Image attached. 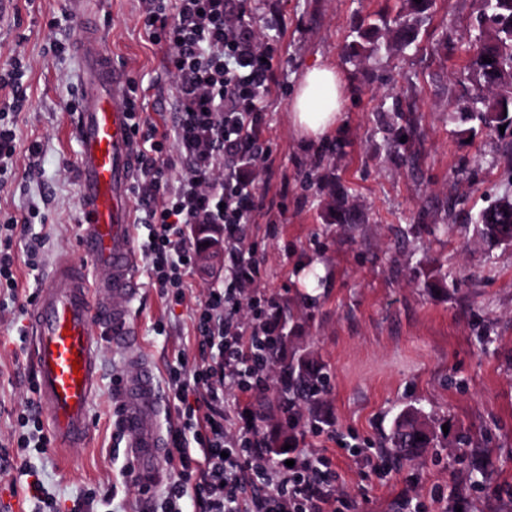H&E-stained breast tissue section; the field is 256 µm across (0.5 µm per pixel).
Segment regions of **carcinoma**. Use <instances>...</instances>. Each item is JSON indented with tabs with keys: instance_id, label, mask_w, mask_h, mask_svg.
Segmentation results:
<instances>
[{
	"instance_id": "cac0c4a2",
	"label": "carcinoma",
	"mask_w": 512,
	"mask_h": 512,
	"mask_svg": "<svg viewBox=\"0 0 512 512\" xmlns=\"http://www.w3.org/2000/svg\"><path fill=\"white\" fill-rule=\"evenodd\" d=\"M433 0H405V11L393 19L380 18L357 30L350 45L349 57L368 58L382 50L398 52L414 43L427 20ZM479 12V38L470 44L476 66V75L491 90L477 113L482 126L499 131L506 155L512 162V0H476ZM491 58L485 63L482 57ZM478 233L482 239L494 243L498 235L512 232V195L505 194L495 204L480 210L477 216ZM327 378L314 361L302 356L286 363L281 384L273 397L260 394V404L274 401L281 415L278 427L268 437V448L273 456L284 453L283 447L292 441L290 432L298 422L288 415L296 403L311 406L322 401ZM434 442V433L427 422L410 418L406 412L398 418L388 439L386 453L396 462H413L420 458Z\"/></svg>"
}]
</instances>
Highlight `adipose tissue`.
Instances as JSON below:
<instances>
[{"instance_id":"adipose-tissue-1","label":"adipose tissue","mask_w":512,"mask_h":512,"mask_svg":"<svg viewBox=\"0 0 512 512\" xmlns=\"http://www.w3.org/2000/svg\"><path fill=\"white\" fill-rule=\"evenodd\" d=\"M345 86L335 65L307 67L290 101L289 119L295 134L305 140H319L334 132L345 109Z\"/></svg>"}]
</instances>
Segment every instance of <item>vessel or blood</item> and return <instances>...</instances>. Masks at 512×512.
Here are the masks:
<instances>
[{"label": "vessel or blood", "instance_id": "vessel-or-blood-1", "mask_svg": "<svg viewBox=\"0 0 512 512\" xmlns=\"http://www.w3.org/2000/svg\"><path fill=\"white\" fill-rule=\"evenodd\" d=\"M81 59L82 107L75 129L84 221L78 243L103 275L92 280L71 257L57 260L30 317V351L58 445L70 448L88 439L99 343L130 350L131 372L118 404L134 474L155 487L168 477V446L155 367L137 352L140 337L130 308L138 280L131 187L139 170L122 104L125 80L96 37L84 38Z\"/></svg>", "mask_w": 512, "mask_h": 512}]
</instances>
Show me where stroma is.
I'll use <instances>...</instances> for the list:
<instances>
[{
	"mask_svg": "<svg viewBox=\"0 0 512 512\" xmlns=\"http://www.w3.org/2000/svg\"><path fill=\"white\" fill-rule=\"evenodd\" d=\"M402 0H252L250 25L273 40L280 82L267 103L269 169L256 184L266 208L250 228L259 258V293L276 297L275 322L330 375L322 403L300 408L303 442L323 414L336 434L339 488L352 512H402L400 500L427 503L460 491L465 512H512V244L480 239L470 214L512 191V165L496 133L476 129L468 112L478 91L468 37L476 35L475 0H435L415 45L348 61L346 45L364 21L395 17ZM137 0H14L0 17V70L25 64L28 105L17 117L21 145L40 142V166L18 155L0 186V221L29 225L41 240L35 266L17 265L19 302L0 295V435L15 428L30 397L34 363L19 333L28 326L21 300L37 295L55 260L78 256V143L69 110L81 101L79 42L91 27L115 66L138 84L158 128L174 114L164 48L138 22ZM66 47L62 57L50 40ZM339 69L347 107L327 139L293 131L289 102L305 68ZM412 104L418 125L410 150L394 141L396 102ZM344 189L359 215L336 220ZM181 305L154 288L140 261L131 302L141 345L168 401L166 427L179 425L167 370L194 358L193 313L212 288L227 287L223 258L194 270ZM100 380L91 400L87 444L33 455L59 512H163L161 498L140 495L125 475V437L113 400L129 373L127 350L100 345ZM414 406L440 437L420 464L395 467L382 453L396 416ZM108 501H100L101 493Z\"/></svg>",
	"mask_w": 512,
	"mask_h": 512,
	"instance_id": "obj_1",
	"label": "stroma"
}]
</instances>
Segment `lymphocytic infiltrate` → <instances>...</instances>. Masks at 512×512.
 <instances>
[{
    "label": "lymphocytic infiltrate",
    "instance_id": "obj_1",
    "mask_svg": "<svg viewBox=\"0 0 512 512\" xmlns=\"http://www.w3.org/2000/svg\"><path fill=\"white\" fill-rule=\"evenodd\" d=\"M139 20L165 48L173 78L177 120L158 133L144 119L145 102L129 84L123 106L131 121L140 175L132 187L139 223L150 238L141 246L152 284L182 301L198 248L187 235L199 224L223 228L230 244L232 285L214 288L194 314L200 338L194 363L169 368L171 398L181 420L171 433L168 465L176 476L163 488L171 512H347L333 485L338 475L327 453L270 461L265 441L236 399L254 391L269 362L258 345L275 342V300L254 293L259 261L247 245L251 224L266 202L255 172L269 158L266 101L278 84L275 46L247 24L249 0H140ZM182 171L171 177L173 160ZM26 225L0 223V286L15 290L17 244L34 257L38 244ZM247 310L249 326L237 316ZM42 412L28 400L18 425V453L0 447V465L29 477L31 499L49 504L26 450L46 453L50 438Z\"/></svg>",
    "mask_w": 512,
    "mask_h": 512
}]
</instances>
